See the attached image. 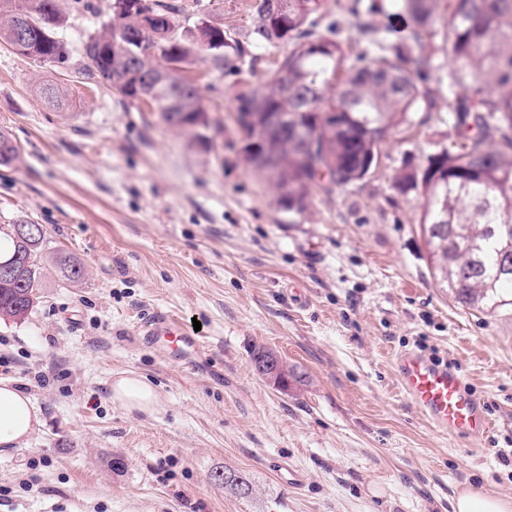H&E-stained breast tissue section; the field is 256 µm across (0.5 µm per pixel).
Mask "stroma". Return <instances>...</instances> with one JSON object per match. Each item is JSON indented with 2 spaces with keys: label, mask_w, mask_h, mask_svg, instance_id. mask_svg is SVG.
<instances>
[{
  "label": "stroma",
  "mask_w": 512,
  "mask_h": 512,
  "mask_svg": "<svg viewBox=\"0 0 512 512\" xmlns=\"http://www.w3.org/2000/svg\"><path fill=\"white\" fill-rule=\"evenodd\" d=\"M198 1L252 40L253 0ZM329 2L324 33L354 36L359 4L374 5L376 25H404L395 0ZM107 3L59 0L64 66L0 42V132L19 150L0 167V224L43 225L50 252L85 269L76 283L49 276L28 316L0 321V379L41 415L26 443L0 453V512H451L465 486L512 496V307L449 297L421 231L423 191L396 184L454 138L447 14L414 49L438 61L424 76L434 109L399 127L363 182L314 188L288 224L245 163L236 123L238 97L282 49H256L233 70L189 69L211 123L194 142L89 78L83 45ZM46 82L62 108L44 104ZM158 310L200 321L192 365L137 336ZM257 347L294 371L287 389L256 373ZM405 350L464 376L494 424L482 446L438 433L402 396L394 357ZM129 375L155 389L151 410L112 401ZM228 470L250 480L249 495L225 489Z\"/></svg>",
  "instance_id": "35a3bbf8"
}]
</instances>
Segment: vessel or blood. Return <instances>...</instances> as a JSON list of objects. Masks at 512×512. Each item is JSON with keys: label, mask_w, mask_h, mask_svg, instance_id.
<instances>
[{"label": "vessel or blood", "mask_w": 512, "mask_h": 512, "mask_svg": "<svg viewBox=\"0 0 512 512\" xmlns=\"http://www.w3.org/2000/svg\"><path fill=\"white\" fill-rule=\"evenodd\" d=\"M143 343L160 349L165 358L189 362L201 349L198 337L174 316L156 312L137 328ZM399 385L437 432L479 441L489 437L493 424L463 376L424 355L403 351L395 358Z\"/></svg>", "instance_id": "obj_1"}]
</instances>
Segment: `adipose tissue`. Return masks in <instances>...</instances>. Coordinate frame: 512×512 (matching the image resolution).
Wrapping results in <instances>:
<instances>
[{"label":"adipose tissue","instance_id":"1","mask_svg":"<svg viewBox=\"0 0 512 512\" xmlns=\"http://www.w3.org/2000/svg\"><path fill=\"white\" fill-rule=\"evenodd\" d=\"M39 426V410L31 398L10 382L0 380V447L25 443Z\"/></svg>","mask_w":512,"mask_h":512}]
</instances>
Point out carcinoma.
Instances as JSON below:
<instances>
[{
  "instance_id": "obj_1",
  "label": "carcinoma",
  "mask_w": 512,
  "mask_h": 512,
  "mask_svg": "<svg viewBox=\"0 0 512 512\" xmlns=\"http://www.w3.org/2000/svg\"><path fill=\"white\" fill-rule=\"evenodd\" d=\"M407 34L388 41L385 31L356 11L351 40L317 32L327 0H253L254 42L288 47L260 88L238 97L237 122L247 140L245 162L269 179L277 208L288 223L308 207L312 187L345 189L377 166L380 146L398 126L431 105L422 74L431 57L412 54L435 25L440 0H398ZM101 31L89 36L88 68L131 102L157 105L165 122L186 137L207 139V110L197 84L183 76L198 59L223 70L250 54L224 25L194 11L193 25L178 31L185 13L170 0H110ZM159 16L169 37L158 42L147 14ZM446 41L457 66L448 72V119L456 140L427 156L419 169H403L401 187L425 194L421 229L432 269L453 300L477 310L512 306V0H448ZM57 0H0V40L43 66L67 62L69 50L57 33ZM27 28L31 41L18 46ZM158 57L163 64L152 63ZM271 112L288 114V128H268ZM18 147L0 132V166ZM48 238L43 225L20 237L0 230V319L21 320L34 308L46 275ZM60 276L79 281L81 263L53 258Z\"/></svg>"
}]
</instances>
